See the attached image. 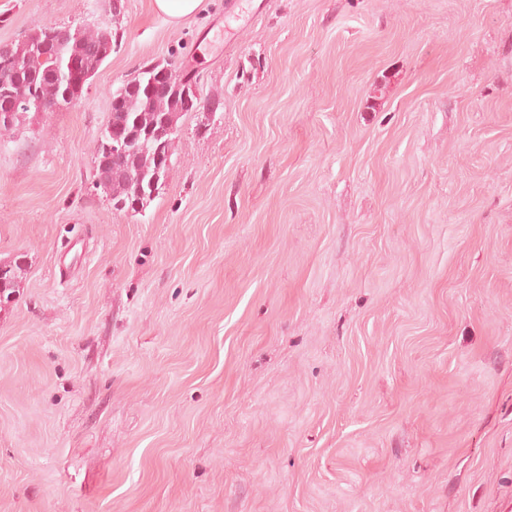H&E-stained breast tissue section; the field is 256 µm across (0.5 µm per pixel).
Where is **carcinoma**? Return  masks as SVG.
I'll use <instances>...</instances> for the list:
<instances>
[{"label": "carcinoma", "instance_id": "carcinoma-1", "mask_svg": "<svg viewBox=\"0 0 512 512\" xmlns=\"http://www.w3.org/2000/svg\"><path fill=\"white\" fill-rule=\"evenodd\" d=\"M116 45L110 28L80 27L67 29L63 43L45 42L41 26L35 25L31 34L13 45L9 57H0V99L11 96L19 100L11 123L1 122L0 128L21 125L30 112L60 110L65 91L67 65L75 60L83 71L96 74ZM55 56L56 70L47 68L41 55ZM175 69L173 63L144 66L122 86L112 92L110 117L120 127L121 139L128 142L127 168L112 169V180L106 192L117 210L135 209L151 201L150 178L159 174L164 180L173 167V143H165L162 136L163 120L167 115L180 118L185 112L182 98L171 93L159 94L151 87L153 76L161 69ZM112 138L109 125H104L95 146V164L100 168L110 156L105 148Z\"/></svg>", "mask_w": 512, "mask_h": 512}]
</instances>
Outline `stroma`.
Here are the masks:
<instances>
[{"mask_svg": "<svg viewBox=\"0 0 512 512\" xmlns=\"http://www.w3.org/2000/svg\"><path fill=\"white\" fill-rule=\"evenodd\" d=\"M120 47L0 132V512H512V0H0ZM197 75L142 212L111 93ZM201 0H155L154 4L160 15L174 26L192 15L199 8Z\"/></svg>", "mask_w": 512, "mask_h": 512, "instance_id": "obj_1", "label": "stroma"}]
</instances>
